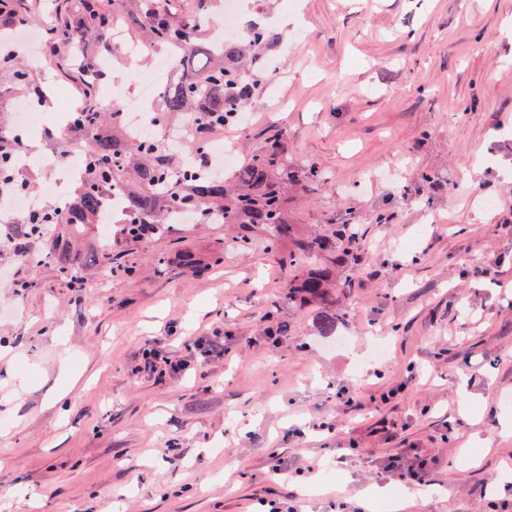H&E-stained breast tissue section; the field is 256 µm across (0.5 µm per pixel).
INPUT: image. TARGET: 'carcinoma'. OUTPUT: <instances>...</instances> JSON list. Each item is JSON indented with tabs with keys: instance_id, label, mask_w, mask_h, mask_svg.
Returning a JSON list of instances; mask_svg holds the SVG:
<instances>
[{
	"instance_id": "1",
	"label": "carcinoma",
	"mask_w": 512,
	"mask_h": 512,
	"mask_svg": "<svg viewBox=\"0 0 512 512\" xmlns=\"http://www.w3.org/2000/svg\"><path fill=\"white\" fill-rule=\"evenodd\" d=\"M56 23L47 32L55 46L53 67L69 80L86 73L99 82L105 70L99 60L112 56V30L122 20L128 40L151 52L171 54L178 77L162 85L148 110L153 128L167 126L180 113L193 127L189 148L201 155L207 130L220 127L233 112H241L253 97L258 74L248 73L247 58L259 57L279 42V34L258 19L248 18L238 37L220 47L203 48L200 39L209 28L216 0H191L183 8L173 0H54ZM38 17L28 0H0V27L35 25ZM87 101L74 119L65 147L80 151L84 165L76 191L65 204H52L25 214L13 225L11 243L21 257L33 256L29 243L40 239L58 271L78 278L81 266L112 260V244L83 257L74 239L108 218L105 198L121 183L126 188L125 212L116 221L117 235L127 244L166 237L171 219L195 215L204 224H236L237 247L248 251L254 233L264 234L265 251L291 272L285 299L290 303L317 302L323 336H331L347 316L329 300V289L348 288L334 282L336 266L359 247L348 224H327L314 234L301 232L288 220V191L310 190L323 180L314 165L296 166L278 139L268 141L224 182L222 176L198 175L199 166L185 164L181 154L164 148L154 136H133L118 110L102 103L94 86L85 85ZM47 85L28 66L0 56V112L11 97L44 101ZM17 145L9 123L0 121V189L28 190L31 182L16 168Z\"/></svg>"
}]
</instances>
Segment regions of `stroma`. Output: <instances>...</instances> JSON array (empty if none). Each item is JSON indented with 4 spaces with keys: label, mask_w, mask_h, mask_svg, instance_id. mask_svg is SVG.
<instances>
[{
    "label": "stroma",
    "mask_w": 512,
    "mask_h": 512,
    "mask_svg": "<svg viewBox=\"0 0 512 512\" xmlns=\"http://www.w3.org/2000/svg\"><path fill=\"white\" fill-rule=\"evenodd\" d=\"M259 2L279 66L214 139L242 163L277 137L324 173L288 208L357 229L347 318L319 335V304L285 302L288 270L229 229L175 225L78 285L0 246V512H254L292 494L330 512L340 493L363 512L371 488L403 492L382 472L400 449L434 461L400 512L512 503V0ZM151 348L186 371L150 369Z\"/></svg>",
    "instance_id": "1"
}]
</instances>
